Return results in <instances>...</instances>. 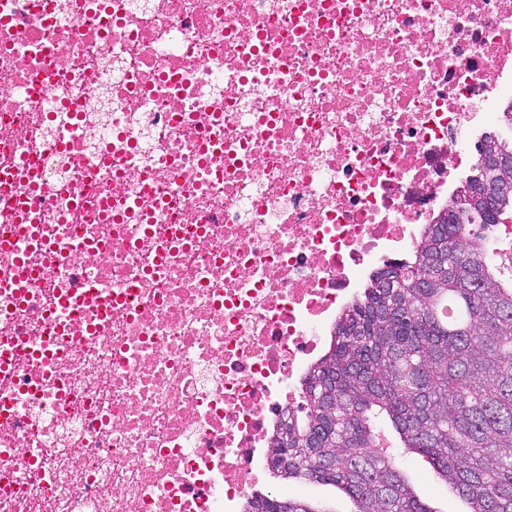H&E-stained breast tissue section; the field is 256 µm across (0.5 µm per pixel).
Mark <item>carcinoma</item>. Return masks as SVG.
Listing matches in <instances>:
<instances>
[{"instance_id": "obj_1", "label": "carcinoma", "mask_w": 512, "mask_h": 512, "mask_svg": "<svg viewBox=\"0 0 512 512\" xmlns=\"http://www.w3.org/2000/svg\"><path fill=\"white\" fill-rule=\"evenodd\" d=\"M487 147L512 154V135L484 137L477 155ZM485 179L475 163L411 257L372 276L337 317L300 412L271 441L273 474L338 485L355 512H435L379 448L388 422L470 512H512V269L489 259ZM249 512L322 510L267 495Z\"/></svg>"}]
</instances>
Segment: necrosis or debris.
Masks as SVG:
<instances>
[{
    "instance_id": "obj_1",
    "label": "necrosis or debris",
    "mask_w": 512,
    "mask_h": 512,
    "mask_svg": "<svg viewBox=\"0 0 512 512\" xmlns=\"http://www.w3.org/2000/svg\"><path fill=\"white\" fill-rule=\"evenodd\" d=\"M511 59L512 0H0V512H247Z\"/></svg>"
}]
</instances>
